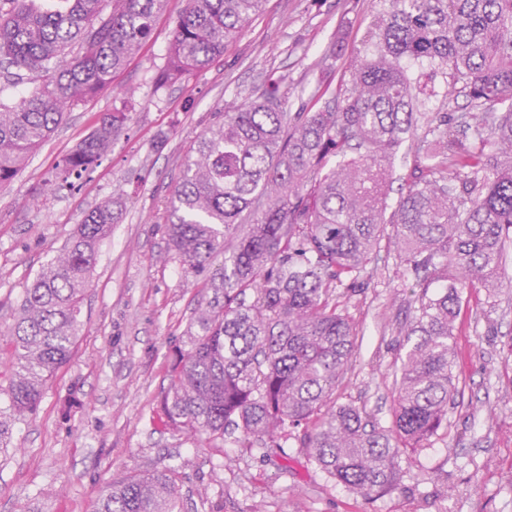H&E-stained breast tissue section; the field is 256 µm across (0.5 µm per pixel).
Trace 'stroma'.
I'll list each match as a JSON object with an SVG mask.
<instances>
[{
    "label": "stroma",
    "instance_id": "obj_1",
    "mask_svg": "<svg viewBox=\"0 0 512 512\" xmlns=\"http://www.w3.org/2000/svg\"><path fill=\"white\" fill-rule=\"evenodd\" d=\"M185 0H169L151 34L112 80L79 102L0 187V323L19 311L24 286L57 255L85 214L116 202L111 234L81 308L69 363L48 382L37 410L16 416L0 396V512H92L112 478L177 470L198 512H512V283L472 293L452 343L457 401L448 426L408 451L400 490L366 502L334 483L300 452L240 447L235 437L210 448L172 435L155 414L176 349L200 304L204 276L168 254L169 200L183 162L225 104L258 96L273 81L298 107L313 89L316 61L337 29L359 43L373 0H265L218 62L181 83L157 87ZM134 89L130 120L102 160L61 189L49 186L58 162ZM394 259L348 311L357 347L340 401L392 418L397 324L409 291ZM75 406H68L70 395Z\"/></svg>",
    "mask_w": 512,
    "mask_h": 512
}]
</instances>
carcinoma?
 <instances>
[{
  "mask_svg": "<svg viewBox=\"0 0 512 512\" xmlns=\"http://www.w3.org/2000/svg\"><path fill=\"white\" fill-rule=\"evenodd\" d=\"M0 0V187L11 183L76 102L106 91L150 35L167 0ZM374 23L331 88L337 34L322 57L323 90L288 111L274 83L215 113L169 202L168 246L197 274L224 253L187 345L166 373L159 410L175 434L224 447H281L363 500L399 489L401 461L448 425L457 396L451 339L462 303L499 288L512 244V0H378ZM263 0H186L164 87L224 55ZM29 84L16 101L12 87ZM437 102L422 111L419 95ZM463 96L468 107L451 108ZM128 121L114 108L58 165L81 177ZM402 154L395 207L387 202ZM112 200L90 210L24 288L0 326L11 409L36 410L77 341L83 296ZM392 228L396 277L412 284L399 327L392 420L336 402L355 354L348 315L382 262ZM94 512H185L176 469L112 480Z\"/></svg>",
  "mask_w": 512,
  "mask_h": 512,
  "instance_id": "cac0c4a2",
  "label": "carcinoma"
}]
</instances>
